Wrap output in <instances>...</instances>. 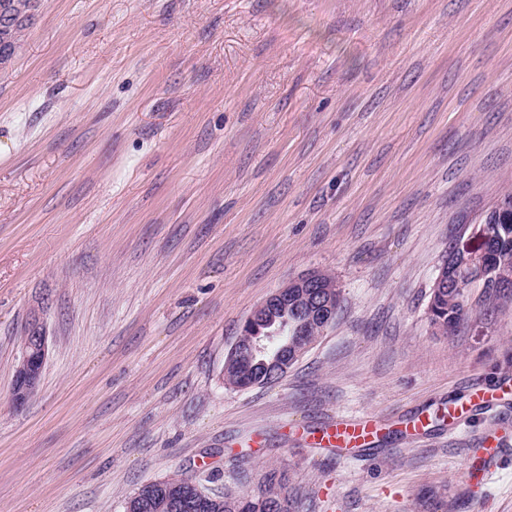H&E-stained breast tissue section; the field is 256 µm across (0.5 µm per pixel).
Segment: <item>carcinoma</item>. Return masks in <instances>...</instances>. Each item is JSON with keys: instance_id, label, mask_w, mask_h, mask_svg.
<instances>
[{"instance_id": "carcinoma-1", "label": "carcinoma", "mask_w": 512, "mask_h": 512, "mask_svg": "<svg viewBox=\"0 0 512 512\" xmlns=\"http://www.w3.org/2000/svg\"><path fill=\"white\" fill-rule=\"evenodd\" d=\"M32 0H0V57L8 58L20 48L21 32L24 22L29 18ZM488 230L495 235L494 244L487 256L491 276L481 278L477 271L461 260L453 258L457 249H449L445 260L453 273V289L456 293L448 297L446 291H431L427 313L430 325L438 332L448 335L454 333L460 324L473 313L468 302V290L473 285L482 288L478 306L488 311L495 307L505 294L497 287L494 277L505 275L512 277V224H490ZM274 321L288 329L289 336H305L308 344H313L330 327L313 309L298 308L293 303L280 308L274 314ZM278 358L277 348L258 356L251 363L226 358L224 363V381L231 388L245 385L264 386L278 381L274 377L261 379L266 365ZM131 502H140L144 507L136 512H167L161 498L153 495V485L145 484L129 498ZM195 512H299L288 472L284 469H271L265 473V482L258 485L252 493L235 494L229 490L203 498L202 506Z\"/></svg>"}]
</instances>
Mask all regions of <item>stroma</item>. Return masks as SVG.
Segmentation results:
<instances>
[{
	"label": "stroma",
	"instance_id": "35a3bbf8",
	"mask_svg": "<svg viewBox=\"0 0 512 512\" xmlns=\"http://www.w3.org/2000/svg\"><path fill=\"white\" fill-rule=\"evenodd\" d=\"M0 61V512H123L287 469L302 512H512V298L427 318L450 243L512 191V0H34ZM335 275L336 322L231 390L251 312ZM38 391L13 401L33 315ZM370 417L371 448L308 432ZM423 417V435L409 421ZM171 491L172 494L170 493ZM170 494L172 510H190L196 506L195 497L202 494L201 488L196 481L186 476L176 485L170 487L166 492ZM154 486V484H145L139 487L137 491H135L134 494L128 499L126 505L129 502H140L144 504V507L139 508L136 510V512H168L163 506L162 499L155 495L153 496L152 493L154 492ZM133 509V505L129 503L127 511L132 512L131 510Z\"/></svg>",
	"mask_w": 512,
	"mask_h": 512
}]
</instances>
